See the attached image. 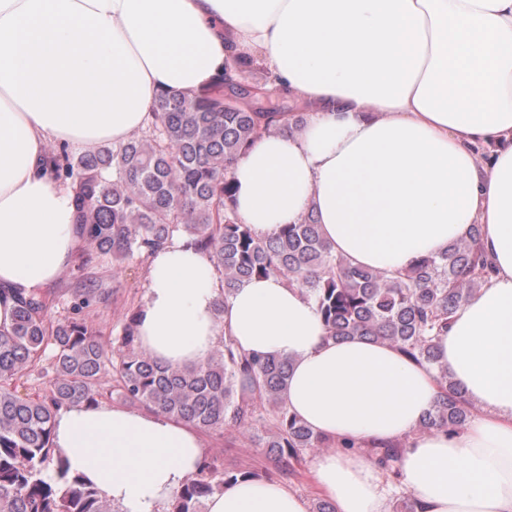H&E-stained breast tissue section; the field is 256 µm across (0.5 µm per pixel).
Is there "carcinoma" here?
I'll return each instance as SVG.
<instances>
[{"mask_svg": "<svg viewBox=\"0 0 512 512\" xmlns=\"http://www.w3.org/2000/svg\"><path fill=\"white\" fill-rule=\"evenodd\" d=\"M254 70L244 64L237 82L221 81L193 98L161 93L151 125L123 143L77 156L49 150L55 177L74 186L81 240L120 267L136 256L147 259L174 236L187 237L210 253L224 295L251 277L281 275L313 296L330 338L380 340L415 362L437 366L435 340L492 272L481 226L473 225L439 257L422 258L393 277L334 254L311 213L275 237H256L234 209L230 169L258 138L280 129L284 110L271 100L277 88L268 77L252 86L254 103L239 98ZM77 288L79 305L96 299L91 279L81 278ZM52 301L45 291L21 297L10 329L0 331V512H116L81 476L70 474L52 444L57 411L71 402L99 403L96 383L104 371L112 372L125 401L201 431L226 424L249 428L264 420V404L273 405L276 432L266 448L278 462L327 445L288 410L289 359L247 355L226 336L205 362L172 367L140 346L136 314L109 346L74 316L47 327L43 313ZM48 349L55 370L50 388L36 397L20 394L16 382ZM437 381L439 398L420 429L452 432L468 421L471 407L448 373L439 371ZM375 454L398 475L399 447ZM53 459L52 484L42 472ZM249 478L265 475L220 474L206 459L173 495L171 512H201L206 498Z\"/></svg>", "mask_w": 512, "mask_h": 512, "instance_id": "carcinoma-1", "label": "carcinoma"}]
</instances>
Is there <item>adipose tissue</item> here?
<instances>
[{
    "label": "adipose tissue",
    "mask_w": 512,
    "mask_h": 512,
    "mask_svg": "<svg viewBox=\"0 0 512 512\" xmlns=\"http://www.w3.org/2000/svg\"><path fill=\"white\" fill-rule=\"evenodd\" d=\"M243 59L315 106L232 165L236 213L257 237L311 212L335 254L394 276L478 224L494 271L456 309L432 368L331 339L280 276L224 295L210 254L175 236L147 261L142 347L196 365L228 336L291 358L288 408L334 445L314 480L336 512H388L373 451L397 443L416 512H512V0H0V330L81 241L48 145L126 141L160 93L195 96ZM442 367L479 413L423 432ZM54 444L120 512H164L207 454L192 424L106 403L61 407ZM207 512L309 508L280 483L241 480Z\"/></svg>",
    "instance_id": "obj_1"
}]
</instances>
